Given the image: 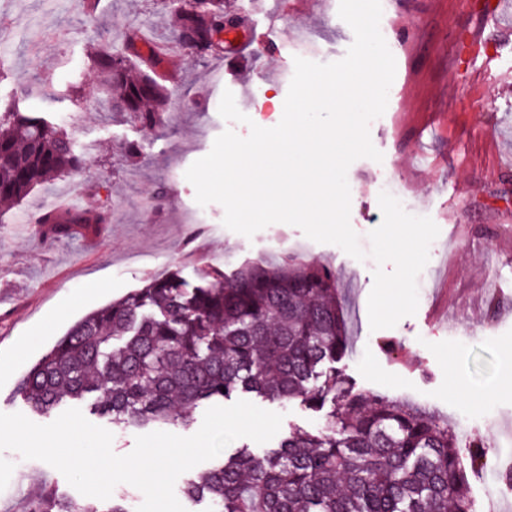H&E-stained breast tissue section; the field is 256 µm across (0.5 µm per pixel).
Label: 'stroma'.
I'll return each mask as SVG.
<instances>
[{"mask_svg": "<svg viewBox=\"0 0 512 512\" xmlns=\"http://www.w3.org/2000/svg\"><path fill=\"white\" fill-rule=\"evenodd\" d=\"M247 22L237 54L203 61L170 48L163 64L176 74L168 125L142 131L100 99L88 55L101 44L121 49L126 33L152 41L169 36L161 0H0V49L9 68L0 101L46 115L89 146L80 181L63 177L36 187L0 216V412H26L17 393L25 371L88 312L173 270L192 276L206 262L234 266L287 253L341 275L353 348L339 367L357 391L406 399L459 428L462 457L472 438L485 453L466 466L473 512H507L512 488L501 480L512 449V0H393L391 39L396 74L384 114L370 124L382 161H354L347 171L350 224L362 249L383 219L378 186L393 181L405 211L430 217L440 233L417 279L415 315L371 330L372 258L356 260L334 244L306 239L274 223L253 237L223 224L220 204L198 207L185 172L218 135L277 125L301 57L329 63L354 40L338 15L339 0H227ZM462 49L459 62L451 50ZM231 91L250 124L224 120L218 107ZM139 141L127 162L120 144ZM100 185L91 193V185ZM167 185V205L145 213L142 201ZM84 189L86 204L112 211L97 236L45 240L31 221L62 189ZM73 494L55 468L0 451V512H26L43 490Z\"/></svg>", "mask_w": 512, "mask_h": 512, "instance_id": "stroma-1", "label": "stroma"}]
</instances>
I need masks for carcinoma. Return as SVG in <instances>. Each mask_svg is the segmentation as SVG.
<instances>
[{"label":"carcinoma","instance_id":"carcinoma-1","mask_svg":"<svg viewBox=\"0 0 512 512\" xmlns=\"http://www.w3.org/2000/svg\"><path fill=\"white\" fill-rule=\"evenodd\" d=\"M172 42L201 59L237 50L224 0H163ZM140 32L124 51L89 58L108 108L141 129L166 123L168 72ZM86 158L59 124L11 103L0 110V205L80 171ZM104 211L40 213L52 242L93 234ZM350 350L340 278L298 255L175 271L78 319L22 377L29 409L87 407L125 430L187 428L194 410L236 393L330 409L313 431L291 429L262 453H226L184 487L210 512H472L458 439L448 420L409 401L354 390L336 364ZM27 512H130L124 499L83 502L47 490Z\"/></svg>","mask_w":512,"mask_h":512}]
</instances>
